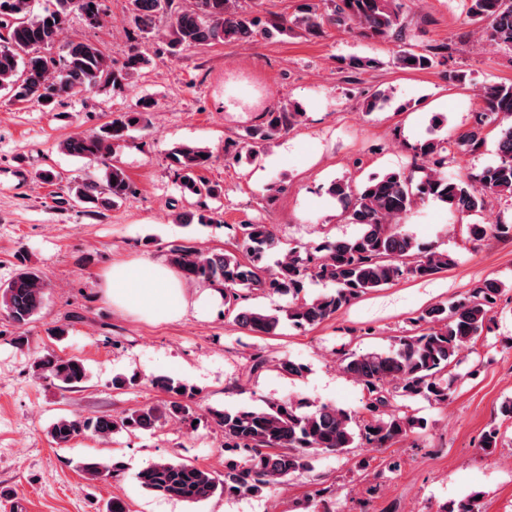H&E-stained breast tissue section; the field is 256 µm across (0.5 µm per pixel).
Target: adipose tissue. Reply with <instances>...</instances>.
I'll list each match as a JSON object with an SVG mask.
<instances>
[{"label":"adipose tissue","mask_w":512,"mask_h":512,"mask_svg":"<svg viewBox=\"0 0 512 512\" xmlns=\"http://www.w3.org/2000/svg\"><path fill=\"white\" fill-rule=\"evenodd\" d=\"M105 294L113 306L152 322L177 318L189 304L181 279L159 262L113 265Z\"/></svg>","instance_id":"adipose-tissue-1"}]
</instances>
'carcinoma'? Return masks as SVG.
<instances>
[{"instance_id":"cac0c4a2","label":"carcinoma","mask_w":512,"mask_h":512,"mask_svg":"<svg viewBox=\"0 0 512 512\" xmlns=\"http://www.w3.org/2000/svg\"><path fill=\"white\" fill-rule=\"evenodd\" d=\"M469 2V20L485 41L494 47L511 48L512 0ZM401 9L398 0H308L293 18L276 17L263 23L244 10L239 0H191L188 7L182 0H129L133 44L117 67L94 43L59 45V36L73 14L90 28L103 25V0H55L54 8L41 14L32 12L30 0H0V92L10 103L52 110L67 95L120 90L149 66L150 59L141 51L139 40L155 34L156 22L163 17L169 19L167 51L175 57L190 47L248 43L259 33L273 36L294 28L312 37L337 27L387 40L401 35ZM445 49L444 45L429 53L404 49L394 64L401 69H429ZM478 97L482 111L475 113L473 126L461 136V150L480 151L486 144L484 126L496 123L500 127L498 161L478 175L449 174L444 140L429 137L416 147L422 172L418 179L410 173L391 172L361 186L341 180L331 184L329 192L341 203L348 222L359 226L351 238L329 241L305 251L303 257L292 247L272 268L266 256L281 248V239L272 226L240 224L235 233L237 250L205 253L188 243L173 241L168 249L169 265L188 282L222 286L225 309L235 313L240 328L255 336L276 335L286 324L316 326L372 289L403 277L424 279L448 269L454 264L448 251L419 246L402 231L401 224L425 199H438L463 216L484 210L493 196H512V83H484L478 88ZM153 106V100L142 98L135 109L60 144L64 152L90 165H105L100 177L70 182L63 202L86 208L112 206L133 195L126 171L106 164V160L112 155L114 140L133 125H146ZM301 117L303 113L286 103L278 111L266 113L261 124L247 128L224 152L237 159L244 150L252 157L260 144L288 133L300 124ZM170 157L183 195L205 209L197 214V222L212 221L214 212L206 200L220 199L223 189L200 175L211 155L199 146L181 144L173 148ZM467 230L476 241L488 235L512 240V224L500 221L469 224ZM18 261L15 275L0 285V316L20 330L15 343L27 347L26 331L43 306L46 283L24 257ZM313 280L333 284L334 291L309 301L301 299L307 282ZM253 291L286 296L288 306L275 313L239 306L244 293ZM499 292L498 282L484 280L455 302L425 309L416 319L419 331L400 337L389 351L346 354L343 370L371 395L366 405L368 417L358 421L329 404L304 412L300 404L290 400L269 401L262 408H210L211 421L224 432V472L216 474L191 463L161 459L138 474L140 485L163 497L198 504L218 494L255 493L296 472L311 471L317 454L343 452L357 439L376 449L409 437L424 423L406 415L392 400L422 396L437 404L448 401L452 393L448 372L487 328ZM33 367L38 377L66 389L78 387L87 378L79 358L45 353L36 357ZM155 385L170 396L162 408H138L115 417L63 415L50 425L48 434L56 445L66 446L87 433L108 438L116 433L150 430L163 421L196 420L191 406L194 388L170 378H158ZM355 421L359 422L356 429L352 426ZM80 470L97 478L113 475L118 466L86 462ZM443 512H480V507L476 496L470 495L450 502Z\"/></svg>"}]
</instances>
